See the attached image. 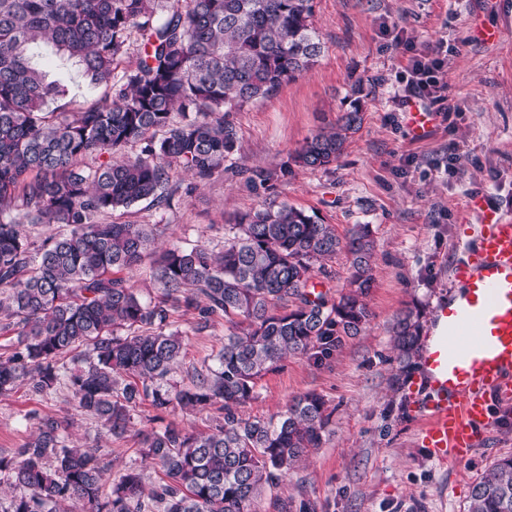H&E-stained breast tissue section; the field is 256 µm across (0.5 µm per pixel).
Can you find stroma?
I'll list each match as a JSON object with an SVG mask.
<instances>
[{
    "label": "stroma",
    "mask_w": 512,
    "mask_h": 512,
    "mask_svg": "<svg viewBox=\"0 0 512 512\" xmlns=\"http://www.w3.org/2000/svg\"><path fill=\"white\" fill-rule=\"evenodd\" d=\"M313 26L322 52L316 64L270 98L232 113L237 143L227 172L196 184L172 169L177 188L169 205L140 203L125 215L135 224L164 229L156 250L201 245L219 249L236 216L265 200L317 214L346 235L371 225L375 251L367 302L372 312L359 335L346 338L329 360L288 358L259 380L244 416L270 419L295 396L314 391L332 413L321 447L254 503L255 512H467L473 484L496 460L512 456V406L494 411L489 438L468 460L433 458L409 410L410 376L400 372L391 326L407 310L431 329L438 305L453 293L448 274L471 243L473 218L465 205L481 196L512 214V0H315ZM410 39L414 53L447 48L442 79L454 111L438 115L428 132L410 133L395 101L396 75ZM38 63L48 79L66 78L70 107L100 95L75 66L47 53ZM360 88L362 125L328 169L294 165L306 137L335 123ZM289 165L273 193L252 189L244 169ZM170 330L182 333L184 354L171 383L190 385L196 371L214 365L229 325L217 320L193 329L192 315L176 312ZM68 421L79 444L97 448L111 475L143 466L147 484L161 476L141 463L136 435L175 424L208 432L222 418L216 409L189 412L171 405L156 413L142 404L130 433L117 439L77 409L65 386L35 394L19 387L0 396V454L12 455L34 431L37 417Z\"/></svg>",
    "instance_id": "35a3bbf8"
}]
</instances>
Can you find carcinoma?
<instances>
[{
	"instance_id": "carcinoma-1",
	"label": "carcinoma",
	"mask_w": 512,
	"mask_h": 512,
	"mask_svg": "<svg viewBox=\"0 0 512 512\" xmlns=\"http://www.w3.org/2000/svg\"><path fill=\"white\" fill-rule=\"evenodd\" d=\"M314 8L315 0H0V334L11 337L0 394L64 384L115 438L145 401L158 412L176 403L223 413L214 433L169 425L140 434L141 460L164 475L151 487L138 467L107 477L95 452L69 446L66 421L39 417L13 456L0 455V474L19 490L0 512H75L79 504L87 512H252L320 447L331 414L318 393L292 399L276 421L245 418L241 408L283 359L319 363L368 323L369 225L342 238L317 215L270 202L241 215L219 252L158 253L157 225L112 219L136 203H168L174 166L199 184L224 172L236 146L230 113L271 96L320 55ZM132 45L138 61L119 75ZM47 49L82 66L100 98L48 111L67 89L38 66ZM361 123L355 104L307 138L294 162L327 168ZM138 144L135 157L112 161ZM287 176L285 164L250 169L246 181L268 191ZM27 224L56 231L36 239ZM341 252L351 258L346 291L336 299L311 291ZM147 256L162 288L154 302L123 276ZM178 309L194 315L197 331L219 318L232 329L216 363L175 390L184 340L165 328ZM392 333L407 370L419 358V315L401 314ZM75 352L83 366L69 370ZM468 512H512V456L473 485Z\"/></svg>"
}]
</instances>
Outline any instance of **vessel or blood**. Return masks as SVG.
<instances>
[{
    "label": "vessel or blood",
    "mask_w": 512,
    "mask_h": 512,
    "mask_svg": "<svg viewBox=\"0 0 512 512\" xmlns=\"http://www.w3.org/2000/svg\"><path fill=\"white\" fill-rule=\"evenodd\" d=\"M472 245L451 270L461 299L440 304L447 336L426 347L411 379L413 413L433 458L463 461L487 436L495 405L512 402V216L471 199Z\"/></svg>",
    "instance_id": "vessel-or-blood-1"
}]
</instances>
